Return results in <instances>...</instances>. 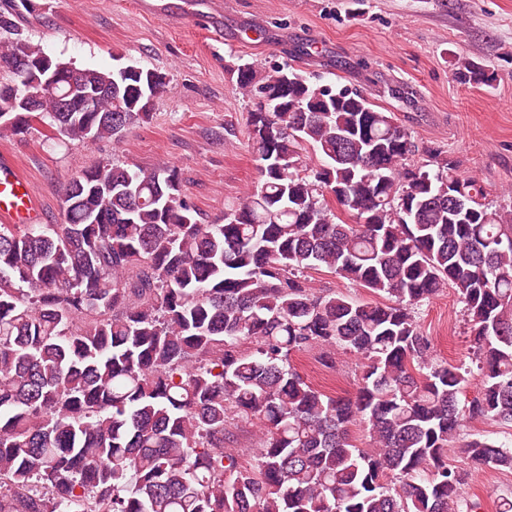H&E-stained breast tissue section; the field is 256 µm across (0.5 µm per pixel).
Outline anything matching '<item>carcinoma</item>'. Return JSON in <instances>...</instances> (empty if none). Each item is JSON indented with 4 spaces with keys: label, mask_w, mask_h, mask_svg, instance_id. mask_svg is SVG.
<instances>
[{
    "label": "carcinoma",
    "mask_w": 512,
    "mask_h": 512,
    "mask_svg": "<svg viewBox=\"0 0 512 512\" xmlns=\"http://www.w3.org/2000/svg\"><path fill=\"white\" fill-rule=\"evenodd\" d=\"M33 8L0 11L1 132L119 142L150 119L165 74L75 69L25 32ZM237 82L259 181L223 222L198 219L177 167L114 158L70 179L61 223L0 224V512H463L464 423L512 425V224L485 188L430 149L410 163L356 91L288 67ZM319 268L387 302L315 295ZM447 287L475 372L415 321ZM314 347L365 360L354 395L291 366ZM234 418L260 435L247 466ZM460 450L512 469L480 431Z\"/></svg>",
    "instance_id": "obj_1"
}]
</instances>
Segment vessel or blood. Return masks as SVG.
<instances>
[{
	"mask_svg": "<svg viewBox=\"0 0 512 512\" xmlns=\"http://www.w3.org/2000/svg\"><path fill=\"white\" fill-rule=\"evenodd\" d=\"M42 219L33 185L19 171L15 162L0 156V222L37 224Z\"/></svg>",
	"mask_w": 512,
	"mask_h": 512,
	"instance_id": "b4317fda",
	"label": "vessel or blood"
}]
</instances>
